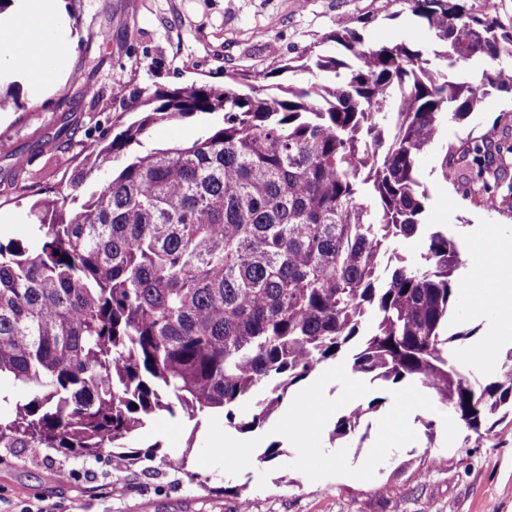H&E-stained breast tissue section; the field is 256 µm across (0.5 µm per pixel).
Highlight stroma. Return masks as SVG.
<instances>
[{
	"label": "stroma",
	"mask_w": 512,
	"mask_h": 512,
	"mask_svg": "<svg viewBox=\"0 0 512 512\" xmlns=\"http://www.w3.org/2000/svg\"><path fill=\"white\" fill-rule=\"evenodd\" d=\"M67 30L69 75L33 96L16 73L0 76V91L15 86L19 104L0 116V240H28L35 201L17 177L36 174L42 187L67 190L73 164L86 147L111 136L128 106L114 86L152 92L159 86L220 84L225 72L261 70L310 47L336 54L330 34L355 28L365 38L404 41L421 50L432 36L400 0H60ZM277 53H270L269 44ZM208 116L148 129L141 149L188 143L204 135ZM67 125L66 138L56 131ZM512 127V94L495 93L463 120L449 121L439 145L419 157L428 189L429 223L447 226L463 258L512 241V212L476 206L465 184L444 179L441 151L466 139L499 138ZM72 166H64V159ZM500 327L489 287L460 289L451 331L452 363L477 379L496 364H478L475 352ZM317 389L329 412L314 420L305 440L289 437L300 416L284 403L264 428L241 434L220 414L192 423L160 417L141 433L142 444L182 458L181 471L151 462L114 468L110 457L85 458L24 448H0V512H512V421L491 439L469 441L455 416L425 392L387 390L365 440L333 443L329 432L344 410L368 402L375 390L344 362L320 368L299 393ZM436 422L427 439L420 418ZM284 453L259 462L264 447ZM386 493H379L380 485Z\"/></svg>",
	"instance_id": "35a3bbf8"
}]
</instances>
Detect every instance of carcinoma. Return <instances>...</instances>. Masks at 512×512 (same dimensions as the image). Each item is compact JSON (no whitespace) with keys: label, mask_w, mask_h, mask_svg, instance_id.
I'll list each match as a JSON object with an SVG mask.
<instances>
[{"label":"carcinoma","mask_w":512,"mask_h":512,"mask_svg":"<svg viewBox=\"0 0 512 512\" xmlns=\"http://www.w3.org/2000/svg\"><path fill=\"white\" fill-rule=\"evenodd\" d=\"M442 50L331 35L224 84L130 97L135 118L88 149L71 192L31 208L34 236L0 242V448L134 466L154 417L221 413L248 433L339 359L380 385L425 389L480 440L512 415V351L478 383L448 360L458 242L427 223L421 152L494 92L512 93V27L457 0H403ZM311 78L279 81L286 72ZM217 116L188 143L129 146L151 126ZM512 139L445 151L443 177L512 209ZM112 167V177L91 182ZM423 239L421 265L398 244ZM381 397L347 409L353 436Z\"/></svg>","instance_id":"cac0c4a2"}]
</instances>
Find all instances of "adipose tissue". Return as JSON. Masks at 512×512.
I'll return each instance as SVG.
<instances>
[{
  "instance_id": "obj_1",
  "label": "adipose tissue",
  "mask_w": 512,
  "mask_h": 512,
  "mask_svg": "<svg viewBox=\"0 0 512 512\" xmlns=\"http://www.w3.org/2000/svg\"><path fill=\"white\" fill-rule=\"evenodd\" d=\"M23 21L7 19L0 22V72L24 71L34 93L46 90L51 80L66 76V40L57 0H22ZM36 35L35 46L22 54L11 52V45L24 36Z\"/></svg>"
}]
</instances>
